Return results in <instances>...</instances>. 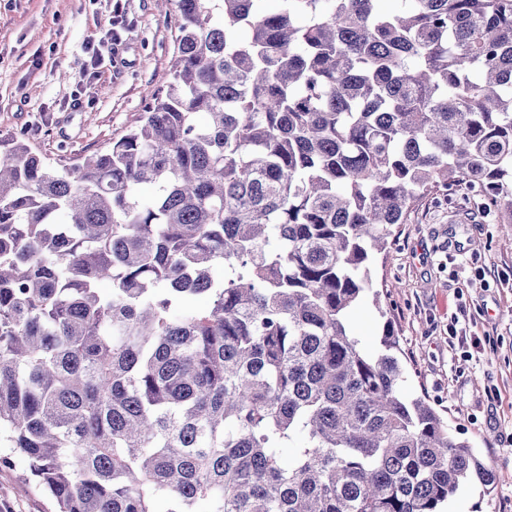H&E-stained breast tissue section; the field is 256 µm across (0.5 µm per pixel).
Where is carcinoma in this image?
<instances>
[{"label":"carcinoma","mask_w":512,"mask_h":512,"mask_svg":"<svg viewBox=\"0 0 512 512\" xmlns=\"http://www.w3.org/2000/svg\"><path fill=\"white\" fill-rule=\"evenodd\" d=\"M165 2L171 79L135 126L61 167L0 139V443L57 512L492 486L390 322L369 349L348 314L424 201L512 224V0Z\"/></svg>","instance_id":"obj_1"}]
</instances>
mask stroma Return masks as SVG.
<instances>
[{
  "label": "stroma",
  "instance_id": "35a3bbf8",
  "mask_svg": "<svg viewBox=\"0 0 512 512\" xmlns=\"http://www.w3.org/2000/svg\"><path fill=\"white\" fill-rule=\"evenodd\" d=\"M121 41L90 58L109 28ZM177 19L156 0H0V138L26 135L50 162L75 163L122 136L166 85ZM374 287L350 315L356 336L378 344L392 321L413 395L426 397L450 432L496 474L446 512H512V227L461 205L458 195L423 206L400 225L387 257L371 267ZM465 334L452 335L455 315ZM23 458L0 465V501L12 512H55L26 475Z\"/></svg>",
  "mask_w": 512,
  "mask_h": 512
}]
</instances>
